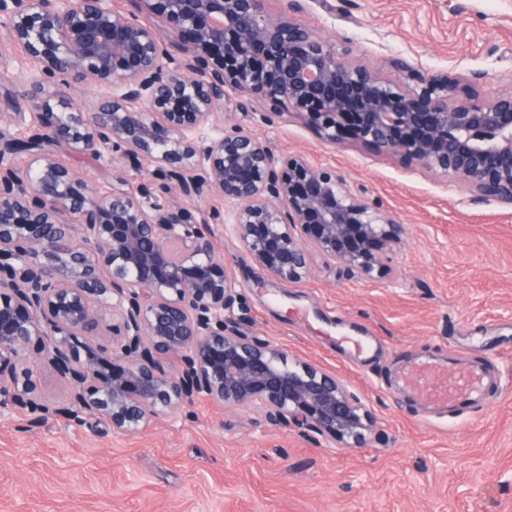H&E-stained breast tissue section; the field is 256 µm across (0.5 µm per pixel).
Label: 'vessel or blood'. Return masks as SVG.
<instances>
[{
	"instance_id": "vessel-or-blood-1",
	"label": "vessel or blood",
	"mask_w": 512,
	"mask_h": 512,
	"mask_svg": "<svg viewBox=\"0 0 512 512\" xmlns=\"http://www.w3.org/2000/svg\"><path fill=\"white\" fill-rule=\"evenodd\" d=\"M401 382L416 399L443 403L455 410L481 400L485 392L484 377L478 371H464L451 378L427 364L410 369Z\"/></svg>"
}]
</instances>
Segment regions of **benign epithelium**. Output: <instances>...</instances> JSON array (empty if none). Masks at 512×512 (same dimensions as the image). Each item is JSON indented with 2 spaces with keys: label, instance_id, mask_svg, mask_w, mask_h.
<instances>
[{
  "label": "benign epithelium",
  "instance_id": "obj_1",
  "mask_svg": "<svg viewBox=\"0 0 512 512\" xmlns=\"http://www.w3.org/2000/svg\"><path fill=\"white\" fill-rule=\"evenodd\" d=\"M133 2L138 13L125 15L112 0H0V30L39 65L37 84L74 77L107 90L91 118L38 91L10 117L32 134L0 131V363L37 342L70 387L67 406L38 403L34 366L22 364L0 381V416L30 406L128 434L204 394L361 442L367 413L339 378L227 324L236 282L208 219L173 194L224 196L241 246L278 281L301 280L316 255L356 277L383 275L384 255L403 242L396 216L334 169L303 157L279 163L219 111L227 90L296 116L328 144L386 152L466 188L475 203L510 207L512 90L485 96L403 57L390 59L398 79L384 78L291 18L292 2L278 17L269 0ZM60 143L151 159L163 196L121 181L88 187L54 159ZM18 153L28 156L23 171ZM109 314L120 336L112 350L79 340ZM173 353L181 364L168 373L158 357Z\"/></svg>",
  "mask_w": 512,
  "mask_h": 512
}]
</instances>
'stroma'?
Returning a JSON list of instances; mask_svg holds the SVG:
<instances>
[{
  "label": "stroma",
  "instance_id": "1",
  "mask_svg": "<svg viewBox=\"0 0 512 512\" xmlns=\"http://www.w3.org/2000/svg\"><path fill=\"white\" fill-rule=\"evenodd\" d=\"M299 4L301 23L385 78L401 56L483 93L512 89V0ZM0 46L11 58L3 114L25 105L38 67L1 33ZM225 109L280 160L341 172L405 226L384 259L388 275L360 279L318 257L302 280L283 283L260 273L225 225L221 195L196 203L212 214L214 249L236 280L238 329L342 379L370 414L363 442L204 395L129 434L22 407L0 417V512H512V207L469 203L466 189L387 153L326 144L292 116L266 117L257 99L234 95ZM53 153L95 187L137 186L153 168L65 144ZM342 334L375 347L342 351ZM27 355L40 399L66 406L68 383L37 347ZM420 358L480 368L485 404L451 414L417 402L397 379Z\"/></svg>",
  "mask_w": 512,
  "mask_h": 512
}]
</instances>
